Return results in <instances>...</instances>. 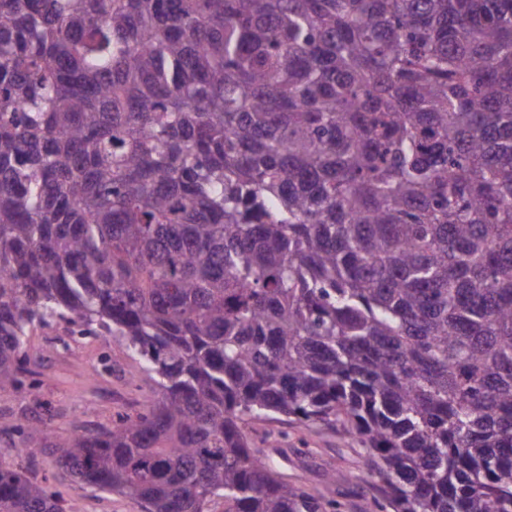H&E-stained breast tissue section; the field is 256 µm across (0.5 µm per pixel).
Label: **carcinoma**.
I'll use <instances>...</instances> for the list:
<instances>
[{
  "mask_svg": "<svg viewBox=\"0 0 512 512\" xmlns=\"http://www.w3.org/2000/svg\"><path fill=\"white\" fill-rule=\"evenodd\" d=\"M57 319L158 398L28 442L141 512H340L280 417L381 512H512V0H0V393ZM282 418L254 423L250 435L254 446L285 479L328 494L345 505L344 512H378L373 478L356 463V444L329 430L308 431ZM337 469L350 470L355 476L352 483L326 484L325 475Z\"/></svg>",
  "mask_w": 512,
  "mask_h": 512,
  "instance_id": "carcinoma-1",
  "label": "carcinoma"
}]
</instances>
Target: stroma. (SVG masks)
<instances>
[{
    "label": "stroma",
    "instance_id": "obj_1",
    "mask_svg": "<svg viewBox=\"0 0 512 512\" xmlns=\"http://www.w3.org/2000/svg\"><path fill=\"white\" fill-rule=\"evenodd\" d=\"M27 351L23 388L0 394V462L42 481L61 499L65 512H139L121 495L81 485L58 469L49 451L27 447L21 432L97 433L111 427L117 415L136 414L155 400L151 382L130 384L132 362L118 341L79 335L64 321L35 328ZM250 435L288 481L328 494L343 504L344 512H378L373 480L357 465L356 444L331 431H308L285 420L254 423ZM338 469L350 470L352 483L326 484L325 475Z\"/></svg>",
    "mask_w": 512,
    "mask_h": 512
}]
</instances>
